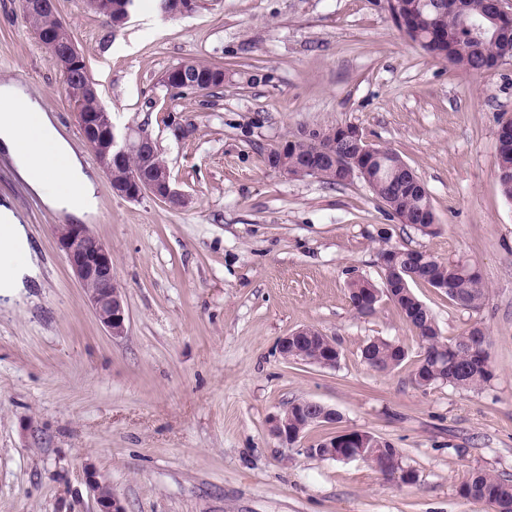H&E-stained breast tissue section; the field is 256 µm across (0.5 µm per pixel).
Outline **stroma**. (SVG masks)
<instances>
[{"mask_svg":"<svg viewBox=\"0 0 512 512\" xmlns=\"http://www.w3.org/2000/svg\"><path fill=\"white\" fill-rule=\"evenodd\" d=\"M55 11L106 111L146 125L186 202L113 193L21 0H0V75L41 99L93 173L98 209L85 222L112 247L129 313L112 338L56 246L73 216L47 208L1 153L0 199L28 224L40 276L23 306L0 308V512H96L94 475L126 512H489L458 487L478 469L512 480V203L495 165L512 56L466 73L410 40L384 0H200L177 17L138 0L118 32L84 0ZM187 59L223 64V88L172 97L161 76ZM341 124L412 168L434 232L399 224L363 181L266 166L301 130ZM385 244L480 271L490 295L478 311L422 282L413 291L444 338L487 327L484 387L418 388L421 343L397 307L354 311L346 283L382 285ZM304 326L335 339L336 367L281 356L280 339ZM377 337L406 350L400 366L365 364ZM298 400L341 420L289 448L269 419ZM353 429L392 443L415 482L306 454Z\"/></svg>","mask_w":512,"mask_h":512,"instance_id":"35a3bbf8","label":"stroma"}]
</instances>
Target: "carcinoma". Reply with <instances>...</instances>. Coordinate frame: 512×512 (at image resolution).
<instances>
[{
	"label": "carcinoma",
	"instance_id": "carcinoma-1",
	"mask_svg": "<svg viewBox=\"0 0 512 512\" xmlns=\"http://www.w3.org/2000/svg\"><path fill=\"white\" fill-rule=\"evenodd\" d=\"M406 14L412 16L413 39L424 40L439 30L453 32L454 38L445 54L435 57L446 60L471 74H484L493 70L504 56L501 41L487 30L486 17L488 0H461L462 11L467 17L484 28L483 33L474 32L461 26L459 16L440 12L433 0H404ZM35 30L58 28L54 15L50 12L26 16ZM332 128L304 129L294 136L293 152L296 164L304 162L307 156L321 154L327 147V133ZM391 158H378L373 164L374 184L371 191L383 204L387 212L401 224L429 232L437 220L432 200L413 187L412 174H401L390 167ZM165 159L159 151H154L139 163L142 175L148 176L161 168ZM414 276L405 277L401 283L384 274L380 293L391 300L400 310L403 318L416 331L423 348V354L414 372V383L426 390L436 384H446L455 389L476 390L490 382L493 377L488 352V332L482 324L475 323L452 339H444L431 310L413 293L411 284L423 281L431 287H443L442 293L456 304L470 310H479L489 296V288L481 274L472 264L462 260L439 258L433 254L428 262L412 267ZM351 289L349 298L360 315L374 312L372 307L357 305L360 295L367 289H376L368 280L353 277L347 283ZM334 340L318 335L317 329L310 328V335L301 336L288 353L296 351L308 357H315L327 349ZM362 357L366 364L376 371H389L398 367L405 359V350L395 343L377 338L368 342ZM470 489L459 495L473 502L487 505L498 512H512V481L501 479L495 474L476 470L468 476Z\"/></svg>",
	"mask_w": 512,
	"mask_h": 512
}]
</instances>
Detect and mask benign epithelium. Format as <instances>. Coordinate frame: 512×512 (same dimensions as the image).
<instances>
[{
	"instance_id": "1",
	"label": "benign epithelium",
	"mask_w": 512,
	"mask_h": 512,
	"mask_svg": "<svg viewBox=\"0 0 512 512\" xmlns=\"http://www.w3.org/2000/svg\"><path fill=\"white\" fill-rule=\"evenodd\" d=\"M493 15L499 25V33L512 37V12L506 8V0H491ZM195 0H166L164 14L178 16L191 14L195 11ZM38 40L52 55L62 69L64 75L74 73L82 80V91L92 97H99L97 84L84 69V56L76 43H63L52 30L36 32ZM209 76H194L181 69L166 76L170 85L190 86L196 91H204V83ZM74 116L83 141L93 151L97 164L108 177L113 191L130 201H137L148 195L154 199L180 206L185 203L184 194L176 189L171 181L168 169H160L149 178L142 177L127 165L130 157L145 156L154 148L155 141L143 126L128 125L120 127L112 122L110 113L104 107L95 112H86L75 108ZM344 135L351 137L353 142H362L358 146V157L366 160L374 156V147L357 127L339 126ZM292 140L288 139L272 149L267 165L269 168L287 178L296 177V169L288 166V150ZM348 156L335 151L325 152L320 159L307 168L316 178L327 170L342 171L347 167ZM125 167L128 173L119 183L114 181L113 170ZM55 238L59 251L62 253L74 277L85 291L88 303L95 312L102 327L114 338L127 334L129 320L125 303V291L112 265V249L103 241L94 237L83 224H62L55 228ZM299 414L313 413L320 423L336 415V410L313 401L295 403ZM271 434L286 447H294L299 436L288 431V421L277 414L269 420ZM332 448L336 449L333 457L339 460H359L364 456L363 446H351L346 433L340 432L332 436ZM91 485L96 493L97 512H125V507L117 494L109 490L101 492L106 483L90 475Z\"/></svg>"
}]
</instances>
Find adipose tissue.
Here are the masks:
<instances>
[{
  "instance_id": "ef3b65f1",
  "label": "adipose tissue",
  "mask_w": 512,
  "mask_h": 512,
  "mask_svg": "<svg viewBox=\"0 0 512 512\" xmlns=\"http://www.w3.org/2000/svg\"><path fill=\"white\" fill-rule=\"evenodd\" d=\"M32 112L39 115L33 127L27 124ZM0 150L50 208L77 218L95 212L92 179L72 144L46 109L8 82L0 84ZM38 274V259L24 224L8 204L0 203V298H17L26 280Z\"/></svg>"
}]
</instances>
